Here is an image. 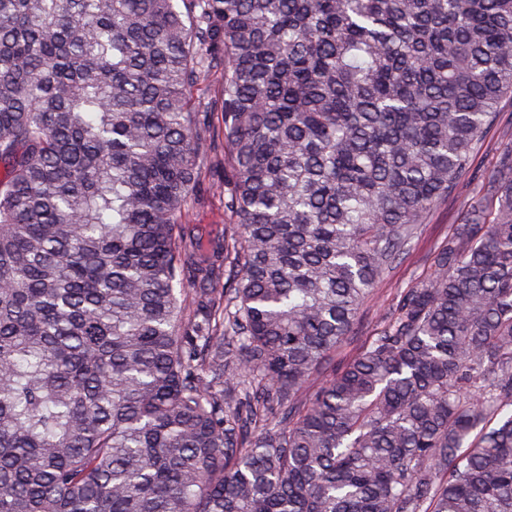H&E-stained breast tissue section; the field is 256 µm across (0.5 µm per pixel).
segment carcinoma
<instances>
[{
	"mask_svg": "<svg viewBox=\"0 0 512 512\" xmlns=\"http://www.w3.org/2000/svg\"><path fill=\"white\" fill-rule=\"evenodd\" d=\"M511 95L512 0H0V512H512V146L328 365ZM186 222L189 224H201L203 232L211 236H218L221 233L224 222L232 223L229 215H224V201L222 197L207 194L204 208H198L193 203L186 215Z\"/></svg>",
	"mask_w": 512,
	"mask_h": 512,
	"instance_id": "obj_1",
	"label": "carcinoma"
}]
</instances>
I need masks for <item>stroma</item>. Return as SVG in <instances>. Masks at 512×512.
I'll return each instance as SVG.
<instances>
[{"instance_id":"obj_1","label":"stroma","mask_w":512,"mask_h":512,"mask_svg":"<svg viewBox=\"0 0 512 512\" xmlns=\"http://www.w3.org/2000/svg\"><path fill=\"white\" fill-rule=\"evenodd\" d=\"M509 146H512V97L501 101L495 123L484 130L482 145L472 158L469 174L448 198L430 211L408 254L397 261L363 304L349 338L332 354L331 366L340 368L352 359L382 327L388 308L400 292L432 274L437 247L453 224L460 222L481 180L493 173L501 152Z\"/></svg>"}]
</instances>
